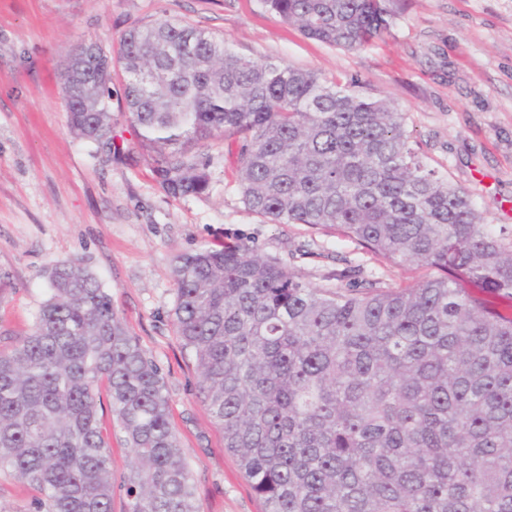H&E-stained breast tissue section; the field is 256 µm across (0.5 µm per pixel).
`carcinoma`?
<instances>
[{
  "label": "carcinoma",
  "instance_id": "carcinoma-1",
  "mask_svg": "<svg viewBox=\"0 0 512 512\" xmlns=\"http://www.w3.org/2000/svg\"><path fill=\"white\" fill-rule=\"evenodd\" d=\"M306 37L356 50L393 0H261ZM118 61L139 146L172 198L209 191L196 146L238 141L245 208L338 230L441 275L416 288H313L245 243L176 256V335L224 447L267 512H512V227L409 146L404 113L308 70L237 55L165 19ZM72 131L114 146L111 82L63 73ZM31 332L0 352V472L34 512H199L163 377L79 259L48 271ZM133 455L112 475L100 384Z\"/></svg>",
  "mask_w": 512,
  "mask_h": 512
}]
</instances>
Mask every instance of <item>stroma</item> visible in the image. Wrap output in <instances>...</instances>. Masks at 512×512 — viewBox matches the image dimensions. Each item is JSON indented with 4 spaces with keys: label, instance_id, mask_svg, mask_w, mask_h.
Masks as SVG:
<instances>
[{
    "label": "stroma",
    "instance_id": "obj_1",
    "mask_svg": "<svg viewBox=\"0 0 512 512\" xmlns=\"http://www.w3.org/2000/svg\"><path fill=\"white\" fill-rule=\"evenodd\" d=\"M380 39L347 51L305 38L260 0H0V351L29 333L45 273L79 258L101 280L130 334L160 368L171 422L200 512H266L198 394L199 373L175 334L178 254L243 241L314 288H412L425 263L387 262L356 241L249 213L232 138L203 141L209 194L169 197L123 110L112 68L116 152L69 128L61 76L95 42L178 19L240 56L310 70L405 114L411 146L473 199L485 223L512 225V0H394Z\"/></svg>",
    "mask_w": 512,
    "mask_h": 512
}]
</instances>
